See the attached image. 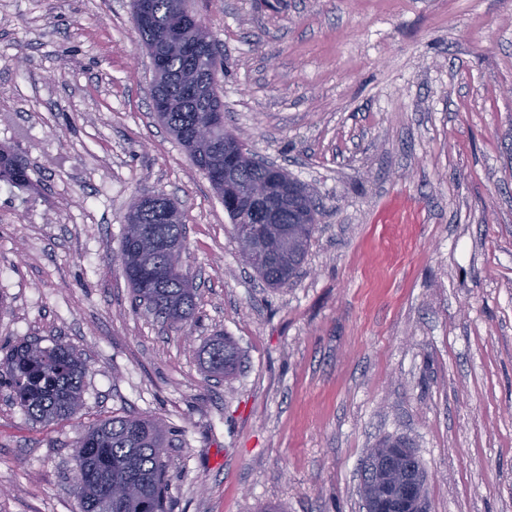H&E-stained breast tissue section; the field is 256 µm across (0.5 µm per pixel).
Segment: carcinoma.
I'll return each instance as SVG.
<instances>
[{"mask_svg":"<svg viewBox=\"0 0 512 512\" xmlns=\"http://www.w3.org/2000/svg\"><path fill=\"white\" fill-rule=\"evenodd\" d=\"M150 13V24L138 29L145 46L161 40L177 10L178 0H132ZM194 29L185 39L199 44L200 66L211 63V41L199 42ZM192 61L181 49L166 53L165 69L155 74L154 83L163 87L170 100L163 113V124L174 135L190 130L206 120L202 104L186 95L185 88L172 78L185 73ZM183 147L193 163L205 173L224 171V164L236 170V183L227 190L231 200L237 193L270 178V171L249 156L224 158L223 146L203 151L192 143ZM283 177L296 188L293 201L284 200L278 209L277 223L259 224L257 232L274 241L283 236L302 235L300 246L291 248L268 265L259 268V276L272 288L282 287L294 278L305 261L315 225L300 223L302 206L314 204L304 184L288 173ZM22 186L28 180L27 164L18 153L0 147V180ZM186 231L178 211L168 220L157 217L151 207L134 201L126 214V224L115 263H124L123 275L134 299L147 304L163 324L183 330L193 318L196 288L183 263L172 264L171 250L185 246ZM202 362L207 377L231 374L239 356L234 345L219 333L203 349ZM0 371L7 374L14 399L33 421L50 424L69 421L82 409L87 363L81 354L64 344L43 347L35 340H23L0 359ZM168 430L153 416L121 415L99 421L81 434L73 454V473L80 512H166V464L164 448ZM122 482L133 489V498L122 510L109 509L107 488Z\"/></svg>","mask_w":512,"mask_h":512,"instance_id":"1","label":"carcinoma"}]
</instances>
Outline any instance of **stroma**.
Instances as JSON below:
<instances>
[{
	"label": "stroma",
	"instance_id": "stroma-1",
	"mask_svg": "<svg viewBox=\"0 0 512 512\" xmlns=\"http://www.w3.org/2000/svg\"><path fill=\"white\" fill-rule=\"evenodd\" d=\"M224 125L313 191L296 278L241 264L207 176L154 115L130 0H0V357L88 366L77 418L33 423L0 373V512H79L82 430L170 428L169 512H365L370 448L408 442L429 512H512V0H187ZM186 227L191 335L135 308L113 257L144 193ZM238 371L206 380L216 332ZM22 186L28 180L27 164L18 153L0 147V180Z\"/></svg>",
	"mask_w": 512,
	"mask_h": 512
}]
</instances>
